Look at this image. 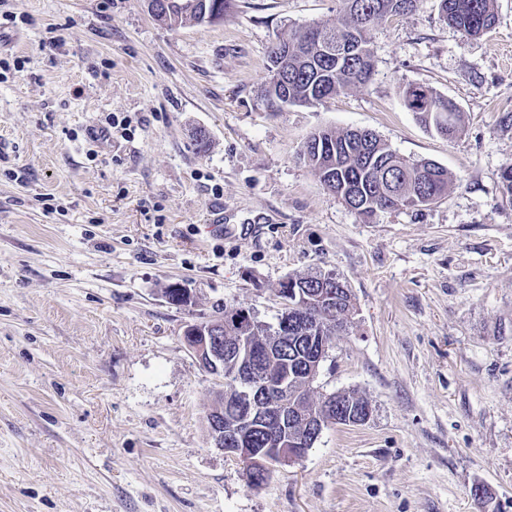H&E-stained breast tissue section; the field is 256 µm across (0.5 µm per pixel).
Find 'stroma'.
Instances as JSON below:
<instances>
[{
  "label": "stroma",
  "instance_id": "35a3bbf8",
  "mask_svg": "<svg viewBox=\"0 0 512 512\" xmlns=\"http://www.w3.org/2000/svg\"><path fill=\"white\" fill-rule=\"evenodd\" d=\"M344 6L170 28L147 0H0V512H512V0L482 36L416 0L370 29L366 86L267 108L271 46ZM409 83L457 103L456 138ZM321 128L445 167L447 195L363 223L300 155ZM319 270L354 310L314 391L372 417L255 488L208 437L223 380L183 331L218 304L275 322L280 283ZM402 96L407 109L437 134L454 137L462 130V112L458 105L429 86L407 84L403 87Z\"/></svg>",
  "mask_w": 512,
  "mask_h": 512
}]
</instances>
